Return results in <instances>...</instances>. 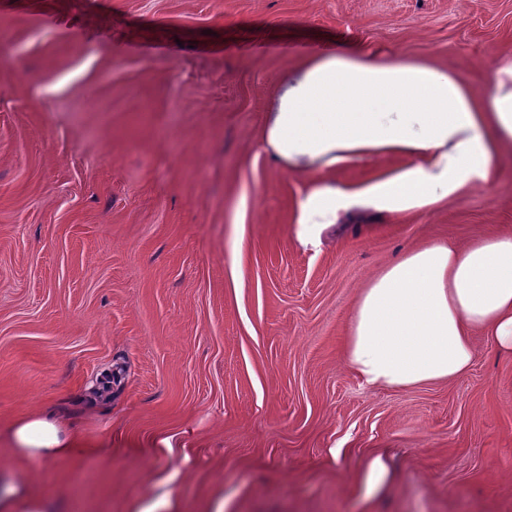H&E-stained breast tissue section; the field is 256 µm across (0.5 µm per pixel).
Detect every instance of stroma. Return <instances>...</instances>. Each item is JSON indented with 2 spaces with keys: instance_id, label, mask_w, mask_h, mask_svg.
<instances>
[{
  "instance_id": "stroma-1",
  "label": "stroma",
  "mask_w": 512,
  "mask_h": 512,
  "mask_svg": "<svg viewBox=\"0 0 512 512\" xmlns=\"http://www.w3.org/2000/svg\"><path fill=\"white\" fill-rule=\"evenodd\" d=\"M0 485L40 512H512V354L361 385L367 280L512 230V163L424 217L315 245L259 146L272 91L336 39L473 76L512 0H0ZM52 410L80 445L16 454Z\"/></svg>"
}]
</instances>
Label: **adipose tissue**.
<instances>
[{
    "label": "adipose tissue",
    "mask_w": 512,
    "mask_h": 512,
    "mask_svg": "<svg viewBox=\"0 0 512 512\" xmlns=\"http://www.w3.org/2000/svg\"><path fill=\"white\" fill-rule=\"evenodd\" d=\"M272 99L261 145L306 182L294 216L305 245L362 213L419 217L491 189L512 150L510 53H490L472 79L427 56L344 46L288 66ZM366 163L365 179L338 181ZM477 333L512 352L511 233L431 242L385 266L361 288L342 349L364 385L403 389L466 374ZM13 435L28 458L72 446L46 411Z\"/></svg>",
    "instance_id": "1"
}]
</instances>
